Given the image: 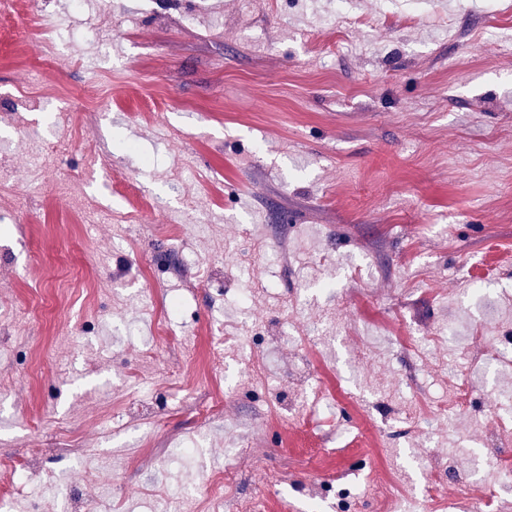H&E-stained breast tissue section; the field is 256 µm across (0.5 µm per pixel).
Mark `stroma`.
Instances as JSON below:
<instances>
[{"mask_svg":"<svg viewBox=\"0 0 512 512\" xmlns=\"http://www.w3.org/2000/svg\"><path fill=\"white\" fill-rule=\"evenodd\" d=\"M335 3L0 0V493L22 468L57 512H336L377 470L397 512H469L450 467L512 512L488 449L512 368L438 406L441 332L512 336V264L487 265L512 248V0ZM173 298L189 360L154 335ZM255 324L265 390L241 383ZM308 357L349 396L292 432Z\"/></svg>","mask_w":512,"mask_h":512,"instance_id":"1","label":"stroma"}]
</instances>
